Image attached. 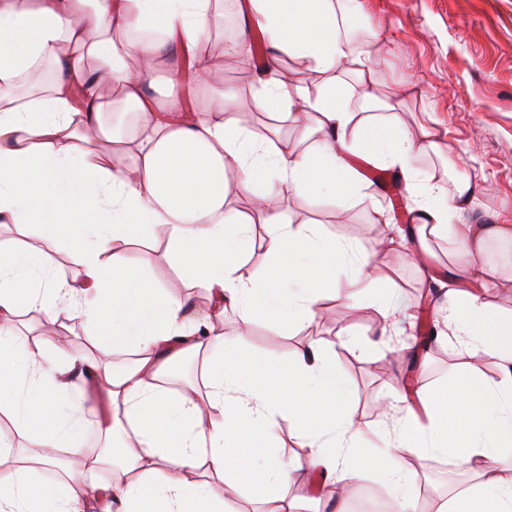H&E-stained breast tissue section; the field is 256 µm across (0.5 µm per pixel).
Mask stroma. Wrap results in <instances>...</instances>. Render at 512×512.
I'll return each mask as SVG.
<instances>
[{
	"instance_id": "stroma-1",
	"label": "stroma",
	"mask_w": 512,
	"mask_h": 512,
	"mask_svg": "<svg viewBox=\"0 0 512 512\" xmlns=\"http://www.w3.org/2000/svg\"><path fill=\"white\" fill-rule=\"evenodd\" d=\"M367 21L374 33L364 30ZM353 25L364 49L385 56L376 75V93L395 85L411 90L398 115L400 123L414 130L436 120L443 141L454 148L453 162L430 154L419 158V167L442 176L452 164L480 173L475 206L460 216V223L512 225V0H359ZM249 41L258 44V54L227 56L222 35H213L208 57L225 89L236 95L232 110L239 124L262 129L264 137L277 145L295 148L299 135L288 120L261 117L248 107L250 68L262 64L268 52L262 32L252 31ZM283 209L293 222L320 225L326 234L362 246L373 266L387 274V281L360 291L354 307L324 300L317 322L301 334L263 320L242 329L229 308L215 319L214 327L228 336L243 335L245 350L273 358H289L313 338L335 342L336 367L352 385L351 408L369 428V444H378L380 435L397 424L393 391L407 370H414L418 386L431 388L448 382L468 358L446 337V321L438 317L436 307L420 304L424 292L439 295L437 284L421 276L413 264L398 261L395 252L376 246L386 234L385 226L377 222L378 212L389 213L392 223L402 225L405 210L395 209L383 194L375 205L348 210L300 199L284 201ZM111 250L130 261L149 253L146 273L153 281L178 287L197 306H205V290L192 287L184 277L171 244H158L152 237L119 241ZM483 259L499 269L495 284L487 290L488 302L512 311V241L490 242ZM385 289L406 310L389 326L368 302L370 292ZM405 465L417 470L432 490L431 496L422 498L421 512H438L449 491L473 480L437 455L409 457Z\"/></svg>"
}]
</instances>
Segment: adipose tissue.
Masks as SVG:
<instances>
[{"mask_svg":"<svg viewBox=\"0 0 512 512\" xmlns=\"http://www.w3.org/2000/svg\"><path fill=\"white\" fill-rule=\"evenodd\" d=\"M94 2L88 10L85 0H0V223L37 237L0 242V413L13 427L0 436V512H235L254 474L266 512H295L292 485L347 489L371 476L382 479L390 512H416L418 474L404 460L430 454L476 476L442 512H512V474L499 467L512 456V313L492 309L479 288L496 273L480 255L490 241L512 240V225L457 223L473 202L474 175L445 183L417 166L439 151V138L396 120L404 90L377 99L378 58L346 33L343 0H237L239 25L224 44L239 56L252 29L264 33L270 55L253 72L251 107L292 117L307 142L300 150L258 138L231 116L201 52L218 23L214 0ZM134 29L154 36L130 39ZM166 56L196 63L169 71L156 98L146 81ZM284 59L313 84L288 80ZM352 63L350 87L341 74ZM191 90L205 100L189 103ZM108 112L124 118L121 131L104 122ZM115 140L126 156L119 164L101 150ZM354 153L403 178L411 224L385 237V248L401 246L426 274L433 240H453L448 324L469 358L447 385L416 390L414 405L397 393L396 429L366 452L355 448L366 430L332 345L273 359L212 324L231 308L242 327L265 320L300 332L323 298L352 300L372 280L368 253L318 225L292 224L282 209L290 198L343 209L373 201L348 163ZM244 194L247 211L231 208ZM258 224L269 261L254 276L244 258ZM160 231L186 278L207 292L209 312L155 285L149 256L131 264L108 255L114 241ZM61 245L81 279L50 278ZM62 308L97 346L93 360L72 359L40 334L16 338L21 315L52 323ZM118 353L132 362L115 366ZM199 354L205 392L164 384L168 363ZM482 361L499 366L498 380L481 377ZM282 417L309 450L296 468L273 448ZM91 428L119 435L118 448L85 451L78 439ZM18 436L38 447L34 464L5 467ZM36 467L60 477L36 480ZM103 470L108 480H99ZM213 476L223 497L209 488Z\"/></svg>","mask_w":512,"mask_h":512,"instance_id":"1","label":"adipose tissue"}]
</instances>
